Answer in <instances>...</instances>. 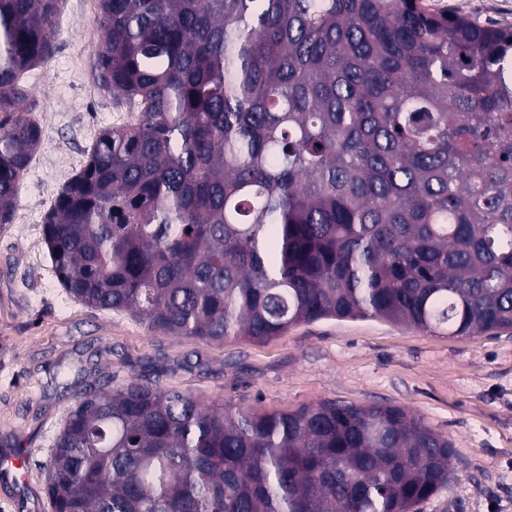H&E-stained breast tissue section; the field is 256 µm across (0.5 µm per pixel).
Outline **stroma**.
I'll return each mask as SVG.
<instances>
[{"instance_id":"obj_1","label":"stroma","mask_w":512,"mask_h":512,"mask_svg":"<svg viewBox=\"0 0 512 512\" xmlns=\"http://www.w3.org/2000/svg\"><path fill=\"white\" fill-rule=\"evenodd\" d=\"M434 13L512 28V0H422ZM97 0H66L55 52L29 72L43 128L12 223L0 226V455H26L23 484L0 481V512H52L49 448L85 388L158 375L200 403L288 412L321 401L384 403L447 435L454 479L414 512H512V333L448 336L377 319L300 323L265 343L152 332L122 312L67 297L31 244L61 190L58 166L85 161L122 110L101 91L92 56Z\"/></svg>"}]
</instances>
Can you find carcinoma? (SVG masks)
<instances>
[{
    "mask_svg": "<svg viewBox=\"0 0 512 512\" xmlns=\"http://www.w3.org/2000/svg\"><path fill=\"white\" fill-rule=\"evenodd\" d=\"M65 0H0V224L43 130L23 75ZM102 128L44 217L75 301L148 330L265 342L378 319L512 330V29L420 0H98ZM452 443L394 405L216 404L89 387L53 512H413Z\"/></svg>",
    "mask_w": 512,
    "mask_h": 512,
    "instance_id": "cac0c4a2",
    "label": "carcinoma"
}]
</instances>
